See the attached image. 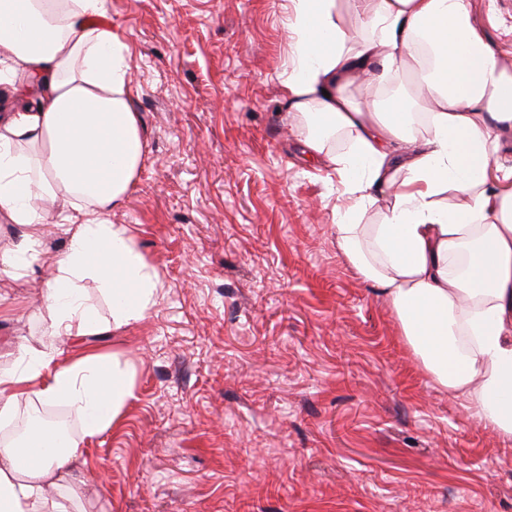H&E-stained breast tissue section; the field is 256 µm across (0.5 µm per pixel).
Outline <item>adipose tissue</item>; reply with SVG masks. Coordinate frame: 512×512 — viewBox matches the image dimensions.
<instances>
[{"instance_id": "1", "label": "adipose tissue", "mask_w": 512, "mask_h": 512, "mask_svg": "<svg viewBox=\"0 0 512 512\" xmlns=\"http://www.w3.org/2000/svg\"><path fill=\"white\" fill-rule=\"evenodd\" d=\"M289 110L303 148L340 175L337 246L376 284L406 345L449 396L512 440V68L473 22L471 0H291ZM363 28L350 41L338 5ZM104 0H0V220L22 238L10 278L36 260L50 215L70 235L45 309L56 339L96 329L82 287L112 300V329L143 319L160 280L127 228L111 223L134 189L147 141L127 78L130 45L103 23ZM427 101L421 119L394 93L402 76ZM362 76L371 98L345 93ZM346 150H336L335 135ZM382 190L374 224L358 218ZM30 348L0 377V419L29 396L70 407L71 449L109 429L132 395L118 357L83 354L58 370ZM71 456L32 436L0 449V512H64L44 490L72 483Z\"/></svg>"}]
</instances>
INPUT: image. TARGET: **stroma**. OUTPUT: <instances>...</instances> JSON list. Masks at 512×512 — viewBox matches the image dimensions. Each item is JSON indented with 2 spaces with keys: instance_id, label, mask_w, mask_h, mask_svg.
Here are the masks:
<instances>
[{
  "instance_id": "obj_1",
  "label": "stroma",
  "mask_w": 512,
  "mask_h": 512,
  "mask_svg": "<svg viewBox=\"0 0 512 512\" xmlns=\"http://www.w3.org/2000/svg\"><path fill=\"white\" fill-rule=\"evenodd\" d=\"M512 66V0H472ZM290 0H107L148 140L126 225L149 316L52 341L49 265L0 285V376L23 348L119 355L120 424L74 449L66 512H512V442L406 347L337 247L340 178L287 114Z\"/></svg>"
}]
</instances>
